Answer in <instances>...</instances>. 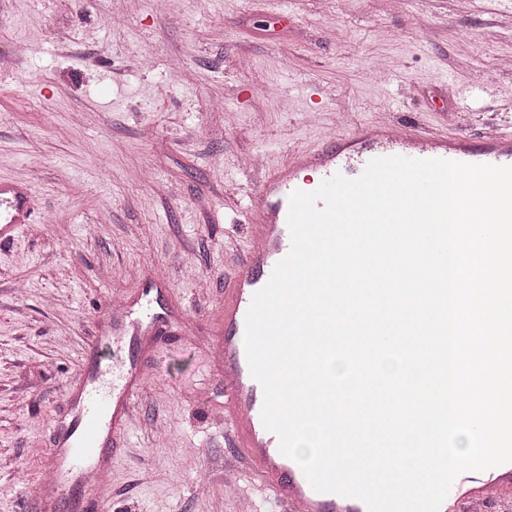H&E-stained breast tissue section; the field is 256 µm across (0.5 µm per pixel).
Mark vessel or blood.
Listing matches in <instances>:
<instances>
[{
	"mask_svg": "<svg viewBox=\"0 0 512 512\" xmlns=\"http://www.w3.org/2000/svg\"><path fill=\"white\" fill-rule=\"evenodd\" d=\"M394 155L512 166V136L477 139L459 130L423 132L410 124L378 119L291 151L265 176L245 212L249 238L235 261L233 279L224 287V328L217 345L224 407L229 412L223 421L224 445L241 473L258 482L281 512H366V507L354 498L315 491L301 467L281 453L278 436L264 428L263 390L251 373L244 347L246 313L254 293L266 285L275 264L290 250V193L315 190L319 182L337 174L359 178L372 159ZM32 214L30 188L1 181L0 243L32 224ZM159 296V288L147 281L140 290L139 310L124 302L105 306L103 317L112 327L103 341L120 358L112 362L98 349L88 352L79 387L69 395L70 418L54 428L51 463L38 495L30 501L35 512H56L64 495L77 489L83 492L82 512H99L97 481L112 473L116 448L137 410L153 361L146 342L163 317ZM490 483L497 488V512H512V463L458 475L440 512H469L471 496Z\"/></svg>",
	"mask_w": 512,
	"mask_h": 512,
	"instance_id": "b4317fda",
	"label": "vessel or blood"
}]
</instances>
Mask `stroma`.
I'll use <instances>...</instances> for the list:
<instances>
[{"label": "stroma", "instance_id": "1", "mask_svg": "<svg viewBox=\"0 0 512 512\" xmlns=\"http://www.w3.org/2000/svg\"><path fill=\"white\" fill-rule=\"evenodd\" d=\"M505 0H0V512H32L102 305L147 279L168 319L103 512H238L209 359L243 210L289 150L375 113L512 134ZM3 195V197H2ZM31 190L28 186L14 182H0L1 204L4 215L0 214V243L3 244L15 233L33 224Z\"/></svg>", "mask_w": 512, "mask_h": 512}]
</instances>
